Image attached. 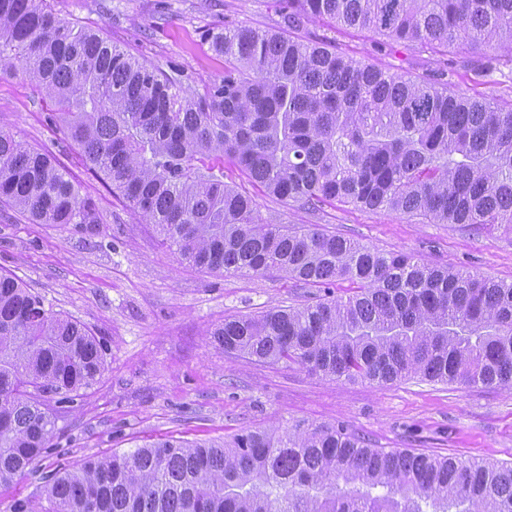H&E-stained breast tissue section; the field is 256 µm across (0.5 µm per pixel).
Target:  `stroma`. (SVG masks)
I'll list each match as a JSON object with an SVG mask.
<instances>
[{"label": "stroma", "instance_id": "1", "mask_svg": "<svg viewBox=\"0 0 512 512\" xmlns=\"http://www.w3.org/2000/svg\"><path fill=\"white\" fill-rule=\"evenodd\" d=\"M56 12L103 27L133 56L176 65L202 92L224 70L202 40L206 30L280 23L279 0H52ZM303 39L389 73L442 76L476 99L512 106V56L452 45L435 52L391 44L322 20L299 28ZM51 103L19 75H0V128L48 150L91 198L100 224H35L0 203V272L16 277L45 308L84 324L100 341L106 368L74 401L56 405L57 434L30 470L0 487V512L15 501L47 512L46 477L90 457L124 452L161 438L220 440L242 429L295 423L344 425L372 448H413L469 460L512 463V389L418 379L388 386L336 383L299 367L224 354L212 332L225 318L316 300L323 289L271 276L200 271L161 245L150 225L84 165L74 145L47 121ZM224 173L263 216L316 224L384 252L407 253L497 281L512 282V224H432L388 210L339 203L303 210Z\"/></svg>", "mask_w": 512, "mask_h": 512}]
</instances>
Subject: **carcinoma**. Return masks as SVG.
<instances>
[{
  "label": "carcinoma",
  "mask_w": 512,
  "mask_h": 512,
  "mask_svg": "<svg viewBox=\"0 0 512 512\" xmlns=\"http://www.w3.org/2000/svg\"><path fill=\"white\" fill-rule=\"evenodd\" d=\"M280 30H211L224 72L140 61L48 0H0V70L43 91L48 121L162 244L214 274L281 273L353 294L231 317L228 354L333 382L411 378L512 388V282L263 216L229 160L301 208L340 203L432 224H512V109L440 78L383 72L287 31L311 18L428 49L512 54V0H279ZM0 199L37 224H98L46 151L0 129ZM105 371L82 324L0 274V485L51 447L54 406ZM46 512H512V463L371 448L342 425L159 439L47 476Z\"/></svg>",
  "instance_id": "obj_1"
}]
</instances>
